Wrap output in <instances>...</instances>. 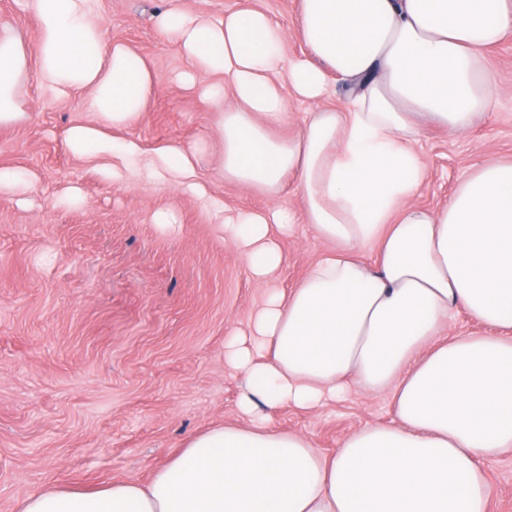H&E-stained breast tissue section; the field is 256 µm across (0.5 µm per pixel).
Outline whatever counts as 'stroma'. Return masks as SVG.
I'll return each mask as SVG.
<instances>
[{"label":"stroma","instance_id":"obj_1","mask_svg":"<svg viewBox=\"0 0 512 512\" xmlns=\"http://www.w3.org/2000/svg\"><path fill=\"white\" fill-rule=\"evenodd\" d=\"M244 7L266 12L288 34L285 54L304 55L300 0H94L105 39L144 57L156 93L118 139L147 150L201 145L200 180L230 210L269 198L226 181L200 86L181 82L189 64L159 18L187 11L220 19ZM493 109L468 133L425 129L415 148L430 176L418 205L435 209L488 155L512 161V38L487 53ZM19 122L0 128V167L29 173L24 191H0V512L52 483L93 489L147 481L197 434L238 424L239 377L224 339L262 299L216 217L170 182L119 185L74 157L64 134L90 120L85 92L54 97L27 74ZM175 224H156L158 213ZM277 288L295 286L325 246L307 225L280 240ZM393 417L386 395L352 391L322 408L271 409L272 428L308 437L323 454L369 423ZM489 512H512V450L482 461Z\"/></svg>","mask_w":512,"mask_h":512}]
</instances>
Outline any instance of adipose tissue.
<instances>
[{"label":"adipose tissue","mask_w":512,"mask_h":512,"mask_svg":"<svg viewBox=\"0 0 512 512\" xmlns=\"http://www.w3.org/2000/svg\"><path fill=\"white\" fill-rule=\"evenodd\" d=\"M24 2L39 37L30 47L0 24V126L24 115L28 68L57 98L88 91L97 120L67 128L71 153L115 181L174 179L220 218L265 299L224 340L247 426L199 434L147 482L50 484L20 512H489L481 463L512 448V162L486 158L430 211L414 202L429 177L414 143L428 126L464 134L488 111L484 52L512 35V0H301L307 53L295 59L263 11L164 15L191 64L185 80L215 78L202 98L224 179L272 198L291 182L304 201L299 214L230 217L198 180V147L149 152L108 135L141 116L154 84L141 55L106 43L91 0ZM335 77L357 89L336 110L323 105ZM287 89L315 109L280 137ZM299 224L327 249L284 293L276 237ZM460 309L493 334L444 335ZM354 388L389 395L394 417L329 456L257 413Z\"/></svg>","instance_id":"obj_1"}]
</instances>
